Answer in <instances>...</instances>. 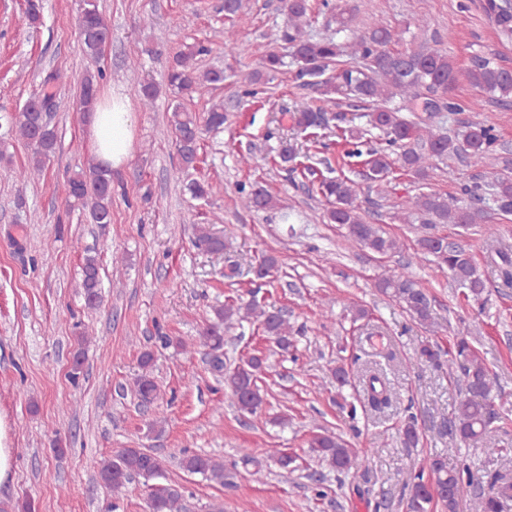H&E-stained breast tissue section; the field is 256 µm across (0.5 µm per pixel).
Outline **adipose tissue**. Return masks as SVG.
<instances>
[{
	"mask_svg": "<svg viewBox=\"0 0 512 512\" xmlns=\"http://www.w3.org/2000/svg\"><path fill=\"white\" fill-rule=\"evenodd\" d=\"M136 119L125 94L109 90L89 115L88 136L94 156L104 167L119 168L134 150Z\"/></svg>",
	"mask_w": 512,
	"mask_h": 512,
	"instance_id": "1",
	"label": "adipose tissue"
}]
</instances>
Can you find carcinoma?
Masks as SVG:
<instances>
[{
	"instance_id": "1",
	"label": "carcinoma",
	"mask_w": 512,
	"mask_h": 512,
	"mask_svg": "<svg viewBox=\"0 0 512 512\" xmlns=\"http://www.w3.org/2000/svg\"><path fill=\"white\" fill-rule=\"evenodd\" d=\"M284 7L288 25L272 41L257 48L261 69L244 78L243 96L256 95L257 86L286 65L284 56L273 46L281 40L289 45L296 79L318 94V106H307L294 113L296 126L306 131L327 125L330 112L343 99L348 100L350 107L368 110V124L382 134L385 146L365 147L366 130L351 127L343 132L347 146L344 157L366 168L367 178L378 188L390 183L389 176L396 169L423 182L429 177V171L437 167V162L452 156L464 158L473 167L487 165L498 141L493 126L471 123L450 136L405 119L400 112L414 111L420 99L425 112L458 108L456 103L444 101V95L462 80L480 95L506 102L512 99V71L484 56L474 57L468 67L461 69L448 50L442 48L394 52L389 45L396 33L374 16L369 17L365 30L347 44L350 61L342 63L338 60L343 55L340 44L331 37L315 38L308 33L310 0H284ZM483 8L502 34L512 35V5L508 0H484ZM43 19V0H26L18 19L19 25L37 29ZM78 31L91 64L78 80V101L86 113L98 99L99 80L103 78L100 53L110 36L109 25L96 0H84ZM209 52L208 43L200 41L174 54L166 81L178 96L200 98L224 83V70L202 69L198 65V59ZM65 80L66 74L57 69L47 72L40 89L30 94L19 111L6 119L8 133L16 134L31 149L28 164L15 171V179L21 184L40 177L47 162L56 154L58 134L49 117L57 106L56 88ZM226 120L222 102L212 103L201 114L190 112L179 103L174 105L169 122L175 134L180 172L196 168L202 133L222 129ZM318 188L330 204L323 213V221L343 227L350 242L378 255L400 250L398 240L383 225L373 224L367 219L366 211L357 203L358 184L354 180L345 175H323ZM186 189L192 198L203 201L215 193V186L205 180H192L186 184ZM66 191L68 198L87 211L92 223H112L110 170L90 162L68 177ZM462 193L470 198V204L459 205L454 198L421 185L415 193L402 197L397 217L404 224L419 225L414 259L419 263L429 260L447 271L462 288L464 298L478 301L486 292V281L473 255L462 246L448 244L445 238L435 233V226L482 224L488 218V207L484 206L486 201L502 214L511 215L512 176L491 172L486 182L466 186ZM238 195L241 205L249 210L265 212L279 208L275 196L257 182L241 185ZM194 243L211 253H220L227 247L224 237L205 224L196 226ZM81 288L86 306L97 308L102 301L100 266L92 255L84 257ZM377 288L397 301L419 325L425 328L433 326L430 300L408 267L386 270L378 279ZM250 319L258 321L264 335L282 351L286 352L292 346V326L285 314L254 299L245 302L240 298L229 299L224 305L214 308L213 322L202 331L199 341L180 340L177 346L189 355L195 353L199 345L207 348L209 366L224 378V386L230 391L234 406L242 413L254 415L266 403L265 390L259 385L263 359L251 356L233 367L224 364V334L233 328L234 323ZM421 356L436 369H444L448 376L463 382L464 388L449 421L450 433L462 442L492 438L491 424L495 418L492 381L476 351L461 337L452 351L443 354L425 345L421 348ZM153 361L152 352L142 353L141 374L134 381L133 392L145 404L158 398V387L152 376ZM401 439L406 447L418 445L420 435L415 416H409L402 426ZM309 448L320 465L342 474L355 473L363 463L358 451L334 433L314 434ZM266 454L287 473L299 469L297 457L280 448H269ZM181 467L191 475H199L220 485L227 477L224 463L207 454L187 452L181 459ZM97 471L100 480L113 494L119 495L137 478L146 482L160 478L163 460L141 448H126L101 461ZM465 479L468 484H473L469 468L450 471L446 458L436 456L429 459L407 476L406 512H433L438 505L446 512H457L459 492ZM511 496L512 484L495 480L490 483V492L474 498L472 510L500 512L501 499ZM149 510L184 512L182 488L172 483L150 485Z\"/></svg>"
}]
</instances>
